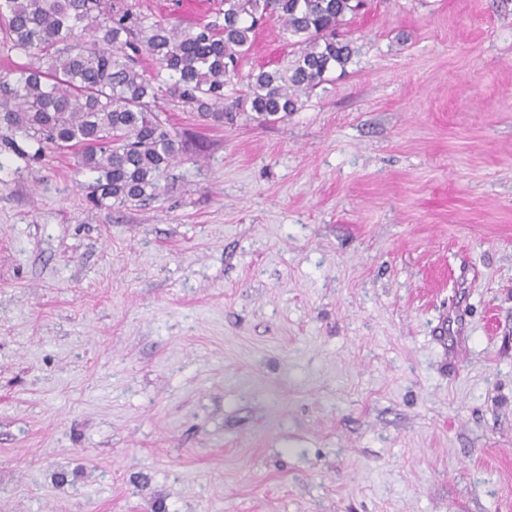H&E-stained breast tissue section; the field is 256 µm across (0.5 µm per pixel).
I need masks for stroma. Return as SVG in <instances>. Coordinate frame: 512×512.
Instances as JSON below:
<instances>
[{"mask_svg": "<svg viewBox=\"0 0 512 512\" xmlns=\"http://www.w3.org/2000/svg\"><path fill=\"white\" fill-rule=\"evenodd\" d=\"M348 29L146 204L0 153V512H512V0Z\"/></svg>", "mask_w": 512, "mask_h": 512, "instance_id": "1", "label": "stroma"}]
</instances>
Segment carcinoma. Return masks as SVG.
Returning <instances> with one entry per match:
<instances>
[{
    "mask_svg": "<svg viewBox=\"0 0 512 512\" xmlns=\"http://www.w3.org/2000/svg\"><path fill=\"white\" fill-rule=\"evenodd\" d=\"M221 5L223 20L182 29L138 0H0L3 43L26 58L0 70V146L28 163L73 152L80 169L96 174L95 205L140 204L159 195L161 178L187 149L164 104L189 106L213 127L241 114L275 123L355 54L340 29L360 0ZM267 19L297 37L294 58L249 72L238 93L225 94ZM146 58L168 79L158 82Z\"/></svg>",
    "mask_w": 512,
    "mask_h": 512,
    "instance_id": "obj_1",
    "label": "carcinoma"
}]
</instances>
